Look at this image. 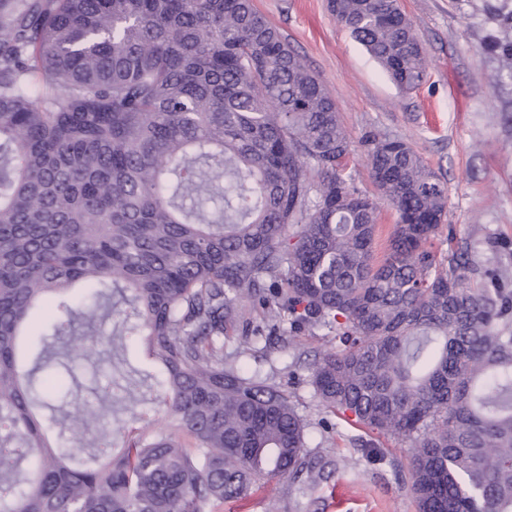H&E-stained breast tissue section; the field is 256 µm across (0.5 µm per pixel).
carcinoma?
<instances>
[{"mask_svg": "<svg viewBox=\"0 0 512 512\" xmlns=\"http://www.w3.org/2000/svg\"><path fill=\"white\" fill-rule=\"evenodd\" d=\"M403 91L426 76L399 0H328ZM336 101L254 0H0V512H206L275 478L323 479L287 393L224 361L265 325L337 342L315 395L409 442L417 512H512V288L464 239L443 257L437 175L406 141L368 142L397 213L343 172ZM90 294L78 298L74 287ZM121 318L161 363L168 426L103 432L91 460L36 412L22 336ZM87 336L64 356L90 358ZM104 416L76 405L72 433Z\"/></svg>", "mask_w": 512, "mask_h": 512, "instance_id": "obj_1", "label": "carcinoma"}]
</instances>
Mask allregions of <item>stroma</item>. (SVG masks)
I'll return each mask as SVG.
<instances>
[{"label":"stroma","instance_id":"1","mask_svg":"<svg viewBox=\"0 0 512 512\" xmlns=\"http://www.w3.org/2000/svg\"><path fill=\"white\" fill-rule=\"evenodd\" d=\"M422 43L427 77L404 94L365 48L328 10V0H254L255 7L288 38L336 101L340 122L354 153L345 170L351 186L377 203L383 254L396 212L382 200L365 159V137L401 138L439 177L447 196L441 234L464 238L480 262L499 261L512 269V62L501 46L512 44L505 13L512 0H400ZM109 337L90 359L64 361L55 370L54 403L62 431H69L75 401L98 404L111 387L108 408L125 421L132 405L127 389L143 372L159 367L142 345L127 346L112 323L98 327ZM319 334L289 336L287 350L276 337L266 349L241 357L252 374L285 390L307 423L310 455L324 468L316 485L287 486L274 480L245 498L213 504L208 512H417L409 489L407 443L389 438L379 453L363 448V428L323 407L308 384V366L329 350Z\"/></svg>","mask_w":512,"mask_h":512}]
</instances>
